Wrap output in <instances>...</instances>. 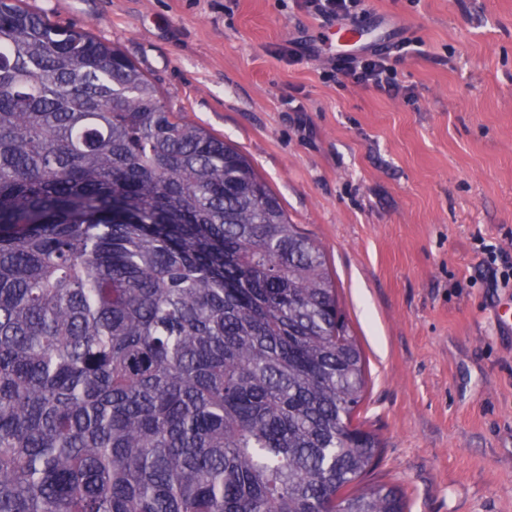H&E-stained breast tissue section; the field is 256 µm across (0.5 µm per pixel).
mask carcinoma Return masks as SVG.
Here are the masks:
<instances>
[{
    "label": "carcinoma",
    "instance_id": "cac0c4a2",
    "mask_svg": "<svg viewBox=\"0 0 512 512\" xmlns=\"http://www.w3.org/2000/svg\"><path fill=\"white\" fill-rule=\"evenodd\" d=\"M0 0V512H407L320 246L90 29Z\"/></svg>",
    "mask_w": 512,
    "mask_h": 512
}]
</instances>
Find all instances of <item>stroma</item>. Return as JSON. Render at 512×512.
<instances>
[{"mask_svg":"<svg viewBox=\"0 0 512 512\" xmlns=\"http://www.w3.org/2000/svg\"><path fill=\"white\" fill-rule=\"evenodd\" d=\"M90 28L235 144L321 245L366 362L356 421L411 512H512V0H366L399 92L344 73L300 0H26Z\"/></svg>","mask_w":512,"mask_h":512,"instance_id":"35a3bbf8","label":"stroma"}]
</instances>
